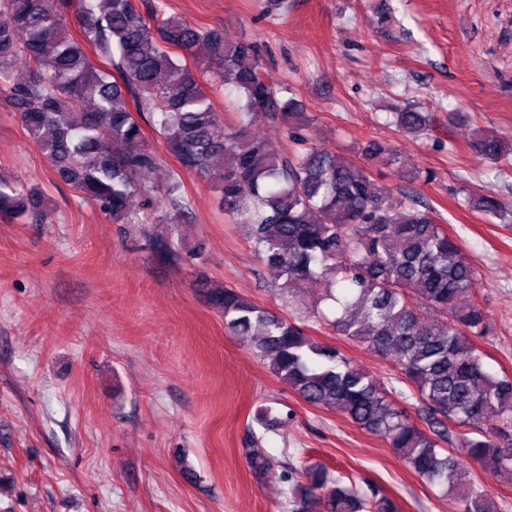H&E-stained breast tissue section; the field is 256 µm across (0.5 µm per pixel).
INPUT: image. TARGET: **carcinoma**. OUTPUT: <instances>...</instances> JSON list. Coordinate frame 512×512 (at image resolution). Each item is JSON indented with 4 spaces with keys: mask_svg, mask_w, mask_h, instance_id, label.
<instances>
[{
    "mask_svg": "<svg viewBox=\"0 0 512 512\" xmlns=\"http://www.w3.org/2000/svg\"><path fill=\"white\" fill-rule=\"evenodd\" d=\"M0 7L13 18L0 27L4 102L56 179L115 223L128 219L135 196L165 207L171 224L187 221L191 205L178 172L160 185L144 180L164 152L209 182L225 218L247 225L280 295L320 283L317 303L333 307L313 317L366 350L395 355L410 394L360 371L340 348L314 341L305 322L210 286L209 301L224 311L229 332L248 338L253 354L270 359L303 401L382 438L419 477L454 496L458 512H501L471 482L469 467L512 470V377L489 370L472 341L487 333L485 306L476 300L480 273L435 209L411 195L394 200L365 165L344 155L314 146L288 151L252 134L249 125L261 118L300 127L310 117L269 80L252 43L226 41L220 29L169 15L161 0L146 13L134 0H0ZM72 8L83 41L69 31ZM199 46L207 51L202 69L187 61ZM20 56L29 75L13 81ZM224 86L237 94L233 124L223 123L212 102V91ZM145 114L160 150L145 142ZM430 122L412 107L390 120L413 137L427 134ZM470 140L491 161L512 158V144L478 130ZM365 154L396 163L379 142ZM43 202L22 181L0 176L1 215L46 220ZM466 206L490 219L508 217L493 195L470 194ZM406 396L426 410L428 429L397 403ZM244 454L254 473L274 469L261 449ZM312 500L324 512H396L384 496L367 500L328 481L321 467L290 491L292 512H309Z\"/></svg>",
    "mask_w": 512,
    "mask_h": 512,
    "instance_id": "1",
    "label": "carcinoma"
}]
</instances>
